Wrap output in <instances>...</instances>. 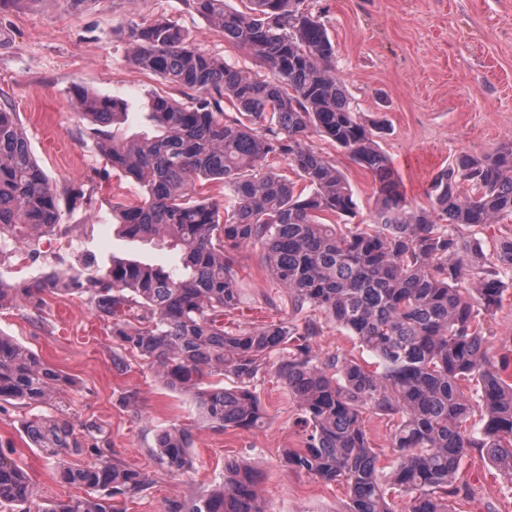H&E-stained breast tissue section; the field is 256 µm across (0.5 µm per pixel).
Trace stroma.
<instances>
[{
    "mask_svg": "<svg viewBox=\"0 0 512 512\" xmlns=\"http://www.w3.org/2000/svg\"><path fill=\"white\" fill-rule=\"evenodd\" d=\"M321 13L336 51V66L363 118L386 116L380 141L401 179L410 205L426 204L432 176L461 154L482 155L512 139V0H306ZM176 20L202 49L243 68L248 54L186 0H8L0 8V105L18 114L32 152L58 187L85 186L90 204L63 210L61 232L40 240L39 262L12 258L0 279L14 284L43 266L80 268L91 260L106 268L113 258H135L175 267L178 255L120 234L112 223V201H137L139 186L105 166L93 147L72 96L80 85L126 105L120 129L132 136L151 127L152 94L178 98L176 89L128 60L129 31L159 17ZM312 145L332 153L357 200L359 217L373 218V175L333 151L321 137ZM243 286L241 328L288 317L286 292L270 278L261 248L242 250L236 267ZM491 352L512 356V293L484 321ZM0 333L30 347L50 366L71 377L46 411L74 422L103 425L122 464L147 473L148 488L123 504V512H161L166 502L205 493L224 480V464L248 462L259 475L265 512H344L348 488L326 484L304 472L285 470L282 449L304 445L300 411L274 372L255 382L266 409L264 425L216 430L198 416L190 394L167 389L137 354L112 339L107 322L75 295L45 294L40 308L0 310ZM128 369L117 373L114 357ZM135 397L127 406L126 397ZM28 409L0 403V441L12 443L39 498L65 501L82 495L46 466L24 435ZM190 430L189 468L172 474L157 466L156 437L171 425ZM471 497L460 512H512V491L479 453L462 468Z\"/></svg>",
    "mask_w": 512,
    "mask_h": 512,
    "instance_id": "obj_1",
    "label": "stroma"
}]
</instances>
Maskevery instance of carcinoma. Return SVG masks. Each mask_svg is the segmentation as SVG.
<instances>
[{
    "label": "carcinoma",
    "mask_w": 512,
    "mask_h": 512,
    "mask_svg": "<svg viewBox=\"0 0 512 512\" xmlns=\"http://www.w3.org/2000/svg\"><path fill=\"white\" fill-rule=\"evenodd\" d=\"M247 51L264 71L248 72L198 48L162 18L130 31L132 63L179 89L185 101L156 95V134L116 128L122 102L80 86L74 100L92 125L95 149L141 189L134 204L115 201L112 218L132 239L167 244L180 256L168 269L114 259L104 269L47 266L30 281L0 280V308L47 293H75L112 337L156 367L166 388L191 391L200 419L227 430L260 426L253 390L267 367L288 386L303 415L305 447L286 450L285 468L349 489L345 512H395L390 495L409 496L406 512H452L467 499L459 479L472 451L512 481V358L488 356L480 314L496 311L512 286V237L493 254L462 230L512 222V140L482 156L461 154L432 178L429 205L407 206L399 176L380 149L384 117L355 112L321 16L306 0H249L250 12L224 0H187ZM318 135L378 182L373 222L356 221L357 202L336 162L311 144ZM81 204L85 191L59 189L40 168L17 113L0 106V265L20 254L40 258L36 241L61 231V194ZM260 246L272 280L295 313L319 312L375 358V368L345 354L319 357L313 317L243 329L236 252ZM284 350L275 363L267 358ZM232 377L231 388L204 377ZM71 383L32 349L0 335V402L47 403ZM398 418L391 476L377 477L379 455L364 413ZM477 422H472L473 418ZM22 430L59 479L85 496L35 503L26 471L0 449V505L17 512H122L148 485L124 466L104 428L32 415ZM189 430L158 435L156 459L172 473L189 464ZM93 461L75 465L74 456ZM224 483L163 512H263L257 474L225 464Z\"/></svg>",
    "instance_id": "1"
}]
</instances>
